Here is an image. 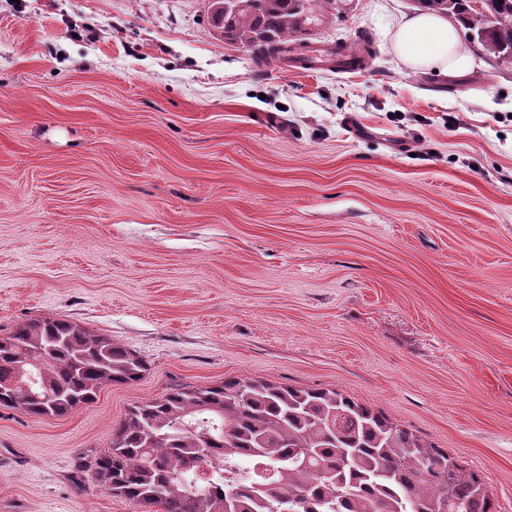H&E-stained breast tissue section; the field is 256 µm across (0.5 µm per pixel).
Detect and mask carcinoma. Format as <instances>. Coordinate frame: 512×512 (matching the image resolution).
<instances>
[{"mask_svg":"<svg viewBox=\"0 0 512 512\" xmlns=\"http://www.w3.org/2000/svg\"><path fill=\"white\" fill-rule=\"evenodd\" d=\"M349 0H211L215 27L252 59L286 61ZM469 46L512 62V0H416ZM146 372L126 346L34 316L0 336V408L58 417ZM142 512H498L481 476L383 413L329 388L226 377L132 406L90 460Z\"/></svg>","mask_w":512,"mask_h":512,"instance_id":"1","label":"carcinoma"}]
</instances>
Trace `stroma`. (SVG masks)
<instances>
[{
	"label": "stroma",
	"mask_w": 512,
	"mask_h": 512,
	"mask_svg": "<svg viewBox=\"0 0 512 512\" xmlns=\"http://www.w3.org/2000/svg\"><path fill=\"white\" fill-rule=\"evenodd\" d=\"M414 0L318 30L362 71L225 42L210 0H0V331L76 322L147 365L63 417L0 409V512H139L81 457L175 383L334 388L512 512V65L412 73Z\"/></svg>",
	"instance_id": "35a3bbf8"
}]
</instances>
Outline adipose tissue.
Segmentation results:
<instances>
[{
  "mask_svg": "<svg viewBox=\"0 0 512 512\" xmlns=\"http://www.w3.org/2000/svg\"><path fill=\"white\" fill-rule=\"evenodd\" d=\"M393 47L399 62L410 71L464 74L475 64L471 53L461 45L456 25L442 15H411L396 30Z\"/></svg>",
  "mask_w": 512,
  "mask_h": 512,
  "instance_id": "obj_1",
  "label": "adipose tissue"
}]
</instances>
